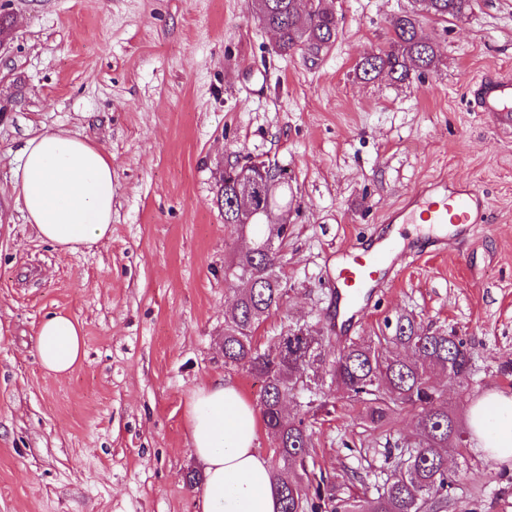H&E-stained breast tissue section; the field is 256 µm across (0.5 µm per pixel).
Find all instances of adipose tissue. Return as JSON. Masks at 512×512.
Masks as SVG:
<instances>
[{"label":"adipose tissue","mask_w":512,"mask_h":512,"mask_svg":"<svg viewBox=\"0 0 512 512\" xmlns=\"http://www.w3.org/2000/svg\"><path fill=\"white\" fill-rule=\"evenodd\" d=\"M13 190L27 221L59 249L76 252L112 235V157L62 130L27 139ZM45 371L71 372L85 355L82 328L70 317L46 319L35 336ZM190 444L203 469L196 512H278L270 462L257 446L261 417L231 379L198 387L186 411ZM476 445L512 457V395L494 391L470 410Z\"/></svg>","instance_id":"1"}]
</instances>
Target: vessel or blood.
I'll list each match as a JSON object with an SVG mask.
<instances>
[{
  "instance_id": "1",
  "label": "vessel or blood",
  "mask_w": 512,
  "mask_h": 512,
  "mask_svg": "<svg viewBox=\"0 0 512 512\" xmlns=\"http://www.w3.org/2000/svg\"><path fill=\"white\" fill-rule=\"evenodd\" d=\"M476 96L481 111L498 117L500 123H512V80L498 78L481 81ZM487 200L479 190L467 185L433 183L412 195L405 212L419 213L427 224H437L449 236L469 234L473 225L482 223ZM392 216V223H402L404 214ZM404 258L388 232L377 230L365 241L352 243L339 257L329 282L336 301L334 325L337 330H351L359 314L360 302L371 297L392 275Z\"/></svg>"
}]
</instances>
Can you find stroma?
Masks as SVG:
<instances>
[{"mask_svg": "<svg viewBox=\"0 0 512 512\" xmlns=\"http://www.w3.org/2000/svg\"><path fill=\"white\" fill-rule=\"evenodd\" d=\"M340 24L318 55L280 54L253 0H0L14 32L0 50V512H195L186 406L200 386L234 380L251 402L261 382L224 365V317L236 299L224 264L244 251L216 201L234 161L288 168L282 307L261 346L300 324L329 328L328 261L364 239L414 188L445 179L483 192L486 221L434 254L417 250L373 297L351 338L389 335L403 314L463 338L464 384L444 382L467 422L492 391L512 393V127L480 112L475 82L512 76V0H474L466 16L420 20L434 67L397 82L356 77L386 46L412 0H326ZM64 129L112 157V235L70 253L40 239L13 191L34 133ZM55 314L85 332L65 376L34 349ZM304 411L314 471L337 495L388 473V441L417 425L384 423L324 382ZM448 512H512V460L449 450Z\"/></svg>", "mask_w": 512, "mask_h": 512, "instance_id": "obj_1", "label": "stroma"}]
</instances>
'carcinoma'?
<instances>
[{
  "label": "carcinoma",
  "instance_id": "cac0c4a2",
  "mask_svg": "<svg viewBox=\"0 0 512 512\" xmlns=\"http://www.w3.org/2000/svg\"><path fill=\"white\" fill-rule=\"evenodd\" d=\"M472 2L414 0L411 11L395 17L388 46L357 63V75L372 80L385 74L405 81L430 70L436 52L419 32V17L458 18L472 10ZM255 14L264 28L276 33L277 49L284 55L303 46L318 51L326 38L338 33L336 14L322 0L309 9L301 8L298 0H255ZM242 170L237 163L228 164L217 187L224 223L237 228L242 218L235 207L234 185ZM269 177L279 183L277 203L288 204L287 168L276 164ZM284 235H288L285 225L277 231L274 248L224 265V281L243 278L247 283L224 318V366L241 368L263 381L259 409L266 433L274 441L271 476L280 512H448L453 483L448 449L463 447L465 437L437 381L450 374L467 380L470 356L465 342L399 316L394 335L378 338L375 345L353 341L330 363L322 355L323 337L310 331L289 329L268 348L259 347L256 330L283 301L279 268ZM324 375L349 393L373 397L370 417L374 422L404 404L420 409L416 429L388 448L395 464L371 494L338 496L314 483L308 472L314 451L312 431L304 417L288 414L286 403L311 391Z\"/></svg>",
  "mask_w": 512,
  "mask_h": 512
}]
</instances>
